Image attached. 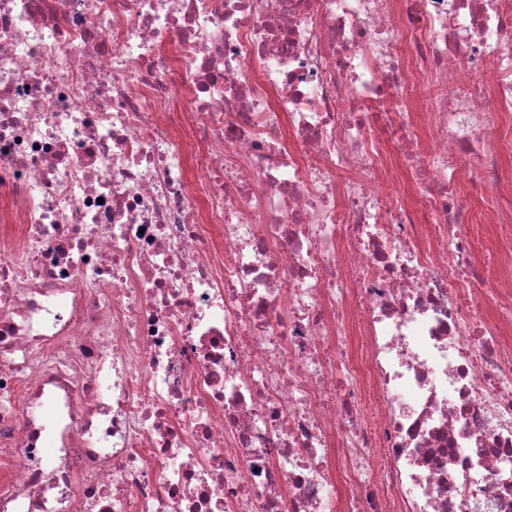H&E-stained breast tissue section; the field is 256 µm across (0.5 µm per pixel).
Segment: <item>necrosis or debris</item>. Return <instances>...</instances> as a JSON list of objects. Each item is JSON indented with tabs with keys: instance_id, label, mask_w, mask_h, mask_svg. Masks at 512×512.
Masks as SVG:
<instances>
[{
	"instance_id": "obj_1",
	"label": "necrosis or debris",
	"mask_w": 512,
	"mask_h": 512,
	"mask_svg": "<svg viewBox=\"0 0 512 512\" xmlns=\"http://www.w3.org/2000/svg\"><path fill=\"white\" fill-rule=\"evenodd\" d=\"M511 115L512 0H0V512H512ZM472 233L475 239V249L479 252L482 260L488 253L508 245L507 241L498 236L495 225L490 224L485 217L482 220L479 213H477L476 223L472 224Z\"/></svg>"
}]
</instances>
